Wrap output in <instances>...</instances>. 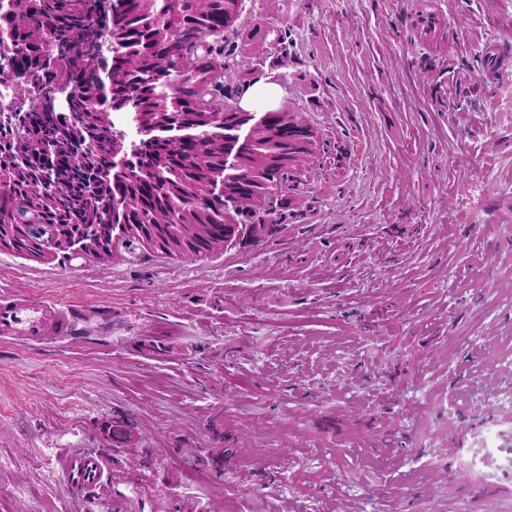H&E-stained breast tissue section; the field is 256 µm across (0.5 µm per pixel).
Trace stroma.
I'll use <instances>...</instances> for the list:
<instances>
[{"label":"stroma","mask_w":512,"mask_h":512,"mask_svg":"<svg viewBox=\"0 0 512 512\" xmlns=\"http://www.w3.org/2000/svg\"><path fill=\"white\" fill-rule=\"evenodd\" d=\"M259 28L287 65L234 55ZM215 51L318 133L282 231L196 262L0 250V292L70 322L0 340V512H512V0H244ZM73 448L114 460L94 504Z\"/></svg>","instance_id":"stroma-1"}]
</instances>
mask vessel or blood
Wrapping results in <instances>:
<instances>
[{"label":"vessel or blood","mask_w":512,"mask_h":512,"mask_svg":"<svg viewBox=\"0 0 512 512\" xmlns=\"http://www.w3.org/2000/svg\"><path fill=\"white\" fill-rule=\"evenodd\" d=\"M67 329V315L56 302L35 304L18 297L0 298L1 338L36 346L46 336ZM59 465L71 488L87 498L101 493L112 469L107 455L90 450L68 451L60 457Z\"/></svg>","instance_id":"b4317fda"}]
</instances>
